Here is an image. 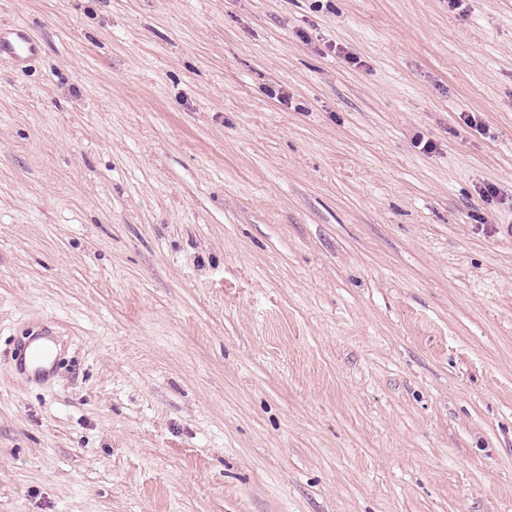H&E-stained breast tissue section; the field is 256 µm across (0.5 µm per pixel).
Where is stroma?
<instances>
[{"label": "stroma", "instance_id": "1", "mask_svg": "<svg viewBox=\"0 0 512 512\" xmlns=\"http://www.w3.org/2000/svg\"><path fill=\"white\" fill-rule=\"evenodd\" d=\"M15 28L0 512H512V0H0ZM43 336H51L48 331H41L24 342L18 358V368L25 371L29 366L37 376H46L58 364V354L53 345L38 343ZM49 364V368L47 365Z\"/></svg>", "mask_w": 512, "mask_h": 512}]
</instances>
